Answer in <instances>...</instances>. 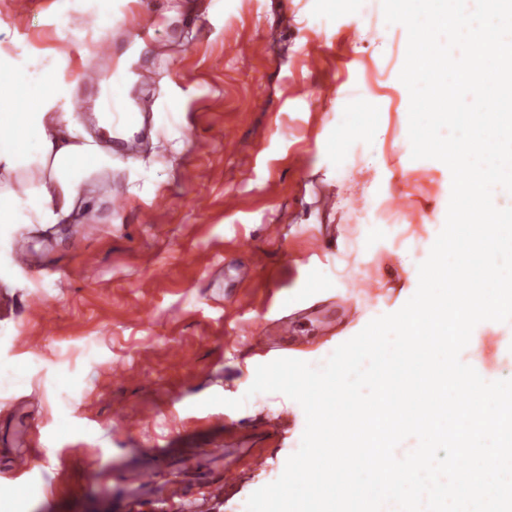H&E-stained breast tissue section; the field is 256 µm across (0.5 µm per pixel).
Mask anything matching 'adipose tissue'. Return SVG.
<instances>
[{"mask_svg":"<svg viewBox=\"0 0 512 512\" xmlns=\"http://www.w3.org/2000/svg\"><path fill=\"white\" fill-rule=\"evenodd\" d=\"M73 88L65 59L0 39V254L21 227L67 219L90 174L109 164L107 151L77 140Z\"/></svg>","mask_w":512,"mask_h":512,"instance_id":"adipose-tissue-1","label":"adipose tissue"}]
</instances>
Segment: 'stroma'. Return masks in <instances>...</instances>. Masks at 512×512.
<instances>
[{"label": "stroma", "mask_w": 512, "mask_h": 512, "mask_svg": "<svg viewBox=\"0 0 512 512\" xmlns=\"http://www.w3.org/2000/svg\"><path fill=\"white\" fill-rule=\"evenodd\" d=\"M144 2L160 25L125 46L76 0H0V27L17 44L67 54L78 75L100 40L117 38L114 62L143 117L138 155L122 156L94 117L98 91L75 86L70 117L112 166L91 174L67 221L25 230L41 271L0 274V368L23 372L0 387V512H112L117 501L125 512H181L136 483L163 448L161 475L189 487L192 512H239L280 477L306 426L284 394H249L257 367L320 360L363 329L369 307L404 305L411 283L400 254L446 218L451 173L411 157L399 79L408 38L382 8L219 0L190 28L191 0ZM367 107L379 114L372 143L341 165L344 116ZM399 191L412 216L390 227L396 251L339 252ZM160 194L166 206H152ZM268 224L280 226L277 241L265 239ZM314 234L332 248L307 255ZM319 271L339 274L342 287L311 288ZM296 311L335 332L254 351L263 319ZM215 395L223 404L207 405ZM238 398L241 408L227 407ZM23 433L41 455L19 484L3 471ZM205 441L226 444L227 459L199 453ZM253 452L262 467L249 464Z\"/></svg>", "instance_id": "1"}]
</instances>
